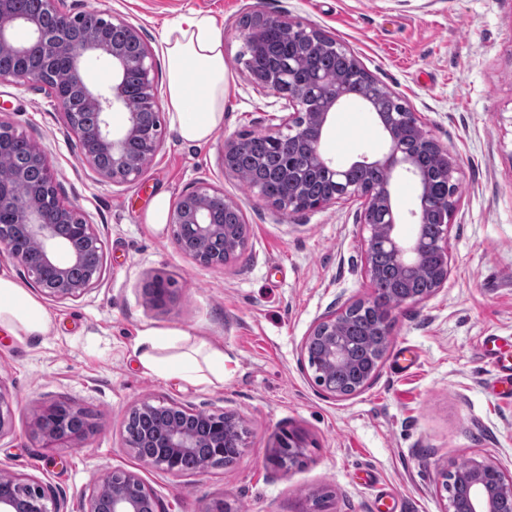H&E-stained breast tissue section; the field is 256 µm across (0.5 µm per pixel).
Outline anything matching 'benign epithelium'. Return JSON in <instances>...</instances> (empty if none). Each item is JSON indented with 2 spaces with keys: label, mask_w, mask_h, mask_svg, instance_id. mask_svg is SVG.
I'll list each match as a JSON object with an SVG mask.
<instances>
[{
  "label": "benign epithelium",
  "mask_w": 512,
  "mask_h": 512,
  "mask_svg": "<svg viewBox=\"0 0 512 512\" xmlns=\"http://www.w3.org/2000/svg\"><path fill=\"white\" fill-rule=\"evenodd\" d=\"M15 0H0V56L12 60L10 68H0V82L46 86L63 124L78 141L83 159L103 180L121 186L137 182L163 147L158 82L153 65L154 53L138 29L127 21L98 9L72 15L60 8V0H41L51 25L37 15L15 10ZM119 29L124 38L138 45L128 52L113 42L108 28ZM278 29L295 38V49L288 78L275 71L251 75L258 91H272L285 100L288 115L265 132V136L291 156L294 170L287 191L269 195L261 185L253 192L280 213L323 209L349 200L361 201L356 224L367 235L361 238L363 273L373 286L381 272L373 263L377 251L390 254L393 273L399 284L398 302L379 303L376 292L363 299H348L338 308L318 317L301 344L311 354L318 344L319 354L309 364L312 381L323 395L335 400L355 396L378 376L391 344L390 315L394 308L422 302L448 283L451 218L459 202V161L424 131L416 113L398 104V111L383 112L378 95L380 84L360 65L353 54L314 26L286 20L280 15L257 13L246 17L241 28L244 41H259L263 31ZM322 48L352 60L347 72L324 74L313 67L316 52ZM104 59L111 66L102 86L84 79L89 59ZM82 99L94 110V123L85 130L73 109V100ZM356 99L374 122L387 144V152L370 159L361 156L350 164H338L323 152L322 145L333 123L335 112ZM120 111L123 122L115 127L111 114ZM32 160L42 172V181L26 186L24 171L15 170L9 180L0 179V250L24 269L27 282L47 297L78 299L95 288L105 265L86 268L91 250L103 253V241L82 211L60 199L55 174L47 154L28 143ZM437 156L436 170L421 165L426 153ZM351 168L376 170L383 174L377 185L352 182ZM413 177L419 189L412 216L414 234L401 232L402 216L393 203L395 174ZM438 180L448 185V193L434 205L433 187ZM221 191L198 182L180 196L170 217L175 248L209 267H221L239 250L246 248L247 224L211 223L209 202ZM224 236L226 252L213 256L207 251L211 239ZM36 244L27 253L17 249L14 238ZM66 260H60V255ZM426 271L429 287H412L415 275ZM148 302L164 306L171 297L168 279L157 275L143 288ZM372 311L370 335L373 345L365 359L358 358L350 344L348 321L352 314ZM132 411L145 417L144 427L124 430V448L142 466L160 469L173 476L197 475L214 466L237 463L249 448L248 431L240 416L226 410L203 411L176 403L143 399ZM13 429V412L8 398L0 391V437ZM93 431L86 413L66 401H55L40 408L33 419V432L45 441L81 442ZM143 448H155L147 455ZM306 448L305 437L290 432L280 438L274 463L288 472L299 465ZM196 458L192 469L184 460ZM441 488L458 483L468 492L465 512H498L502 499H512V473L488 456L469 459L441 473ZM0 512H67V500L52 486L24 475L13 474L9 486H0ZM79 512H164L151 487L136 471L111 469L95 474L82 496Z\"/></svg>",
  "instance_id": "7a95c632"
}]
</instances>
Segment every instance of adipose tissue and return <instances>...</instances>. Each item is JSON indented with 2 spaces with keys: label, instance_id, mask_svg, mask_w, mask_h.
<instances>
[{
  "label": "adipose tissue",
  "instance_id": "ef3b65f1",
  "mask_svg": "<svg viewBox=\"0 0 512 512\" xmlns=\"http://www.w3.org/2000/svg\"><path fill=\"white\" fill-rule=\"evenodd\" d=\"M161 47L168 68L164 96L170 122L183 142L207 143L224 123V38L210 20L185 15L166 30ZM52 324L47 308L11 274L0 271V330L21 339ZM135 350L147 372L173 374L205 387L224 381L223 347L185 329L145 328Z\"/></svg>",
  "mask_w": 512,
  "mask_h": 512
}]
</instances>
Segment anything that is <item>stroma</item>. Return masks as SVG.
<instances>
[{"label":"stroma","instance_id":"35a3bbf8","mask_svg":"<svg viewBox=\"0 0 512 512\" xmlns=\"http://www.w3.org/2000/svg\"><path fill=\"white\" fill-rule=\"evenodd\" d=\"M138 27L155 48L159 84L165 27L183 14L214 18L224 37L229 92L224 125L204 145L163 121L164 146L131 185L104 182L83 161L47 88L0 83V117L48 155L61 199L78 206L104 243L101 282L76 300L44 298L53 326L24 341L0 331V391L14 429L0 437V474L59 489L76 512L91 476L140 471L165 512H201L221 498L243 512H442L439 473L486 455L512 471V395L494 359L512 362V0H64ZM261 11L315 26L351 51L418 113L427 134L460 162L451 219L450 276L431 298L392 313L391 347L360 394L334 400L311 383L300 352L314 320L367 297L357 203L275 212L226 170L224 144L278 124L275 94L257 91L239 57L240 22ZM345 163L386 145L359 103L342 108L323 143ZM204 181L240 207L247 247L221 267L176 250L170 225L141 218L150 199L177 201ZM174 279L166 305L150 306L144 281ZM184 328L224 348V383L197 387L143 372L133 345L143 326ZM237 413L249 446L234 466L174 477L141 467L124 448L131 408L143 399ZM64 400L90 414L82 443L44 447L32 432L42 405ZM305 436L303 463H272L282 435Z\"/></svg>","mask_w":512,"mask_h":512}]
</instances>
